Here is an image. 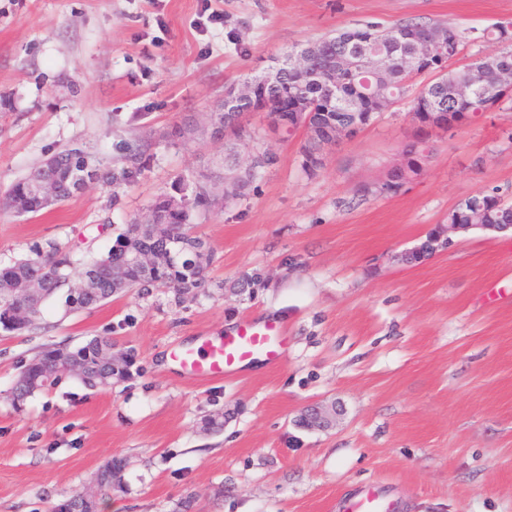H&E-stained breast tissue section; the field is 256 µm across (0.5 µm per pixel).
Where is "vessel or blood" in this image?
Segmentation results:
<instances>
[{
	"label": "vessel or blood",
	"instance_id": "vessel-or-blood-1",
	"mask_svg": "<svg viewBox=\"0 0 512 512\" xmlns=\"http://www.w3.org/2000/svg\"><path fill=\"white\" fill-rule=\"evenodd\" d=\"M284 326L276 321L248 322L233 333L207 341L206 352L182 349L172 355L179 371L189 377L212 379L234 374L239 365L260 355L270 361L280 357ZM393 502L379 489L363 487L344 504V512H394Z\"/></svg>",
	"mask_w": 512,
	"mask_h": 512
}]
</instances>
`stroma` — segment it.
Returning <instances> with one entry per match:
<instances>
[{
	"label": "stroma",
	"mask_w": 512,
	"mask_h": 512,
	"mask_svg": "<svg viewBox=\"0 0 512 512\" xmlns=\"http://www.w3.org/2000/svg\"><path fill=\"white\" fill-rule=\"evenodd\" d=\"M411 18L464 32L472 59L512 0H0V193L74 146L116 169L134 140L151 154L132 184L0 211V270L51 243L76 262L103 255L164 196L190 205L212 250L195 296L158 285L70 312L61 290L37 328L0 335V512H50L112 461L120 479L100 512H178L187 497L190 512H338L368 484L400 512H512V229L404 260L460 199L512 202V101L432 136L419 174L385 195L361 189L416 134L408 102L313 173L305 133L265 116L241 142L197 126L228 83L291 47ZM244 152L273 160L243 195L193 207L197 184ZM265 318L288 328L278 364L212 381L175 369L198 337ZM96 335L131 359L111 387L67 373L14 401L22 361ZM331 402L330 428L300 425Z\"/></svg>",
	"instance_id": "stroma-1"
}]
</instances>
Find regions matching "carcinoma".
<instances>
[{"instance_id": "cac0c4a2", "label": "carcinoma", "mask_w": 512, "mask_h": 512, "mask_svg": "<svg viewBox=\"0 0 512 512\" xmlns=\"http://www.w3.org/2000/svg\"><path fill=\"white\" fill-rule=\"evenodd\" d=\"M422 40L420 50L405 40L408 34ZM429 34H440L448 40V50L461 47V36L452 27L430 24L423 21L405 20L388 30L376 23L362 28L344 29L335 35L303 47L295 46L288 55L307 52L313 59L312 69H288L281 79L266 82L264 99L250 104L255 112L268 115L279 111L283 94L299 95L319 111H329L336 122L352 126L355 130L367 125L361 112L363 93L368 86L380 88L396 104L410 98V111L420 113L426 126L446 124L453 126L463 116L472 119L488 112L498 102L512 100V90L502 86L504 73H512V21L500 22L483 32L484 41L494 47L489 55L478 59L482 66L481 82L472 88L469 95L462 96L459 89L468 82L467 65L455 66L453 58H442L435 47L425 42ZM386 52L387 62L380 70L362 73L351 67L350 57L363 53L367 48ZM450 68L448 78H435L429 82H418L425 71L440 67ZM336 72V92H331L322 79V74ZM148 156L139 144L127 145L124 165L114 171L112 166L92 161L79 148L65 149L55 155L48 164L38 168L44 177L52 181L58 191L59 201L78 193L77 182L87 169L95 171L97 182L109 187H119L134 182L145 169ZM0 209L17 214H37L45 209L44 203L32 194L29 179L14 183L0 196ZM450 220L460 224H512V205H504L491 195H473L462 199L450 214ZM174 238L181 243L182 252L203 253L200 265L191 276L180 269V263L170 252H157L160 270L153 277L144 276L123 259L126 237L119 238L118 247L107 254L92 259L76 271L91 281V295L86 305L91 309L106 304L112 294L124 288L146 290L158 283L172 288L205 287L204 270L212 259L207 243L191 232V225L174 217L170 218ZM73 262L69 255L51 244L49 250L39 251L32 258L18 261L0 271V322L10 313L21 308V302L10 295L9 283L18 280H37L45 288L44 298L55 294L69 278L67 269Z\"/></svg>"}]
</instances>
